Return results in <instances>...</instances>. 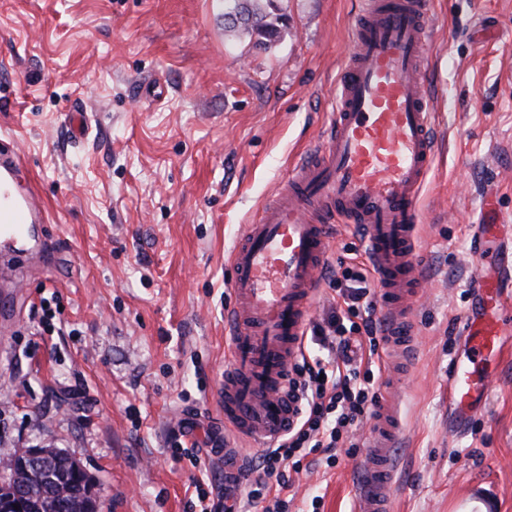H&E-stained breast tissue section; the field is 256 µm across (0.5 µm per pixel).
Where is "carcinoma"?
<instances>
[{"label":"carcinoma","mask_w":512,"mask_h":512,"mask_svg":"<svg viewBox=\"0 0 512 512\" xmlns=\"http://www.w3.org/2000/svg\"><path fill=\"white\" fill-rule=\"evenodd\" d=\"M273 0H225L224 29L227 32H246L254 39V45L268 49L279 37L278 18L271 12ZM77 460L61 450L49 463L47 473L31 477L13 468L11 478L16 483H27L34 493L25 499L23 512H63L62 505L69 493L85 495L86 487L93 480L86 471L76 468Z\"/></svg>","instance_id":"cac0c4a2"}]
</instances>
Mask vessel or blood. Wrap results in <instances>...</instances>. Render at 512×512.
Returning a JSON list of instances; mask_svg holds the SVG:
<instances>
[{
  "label": "vessel or blood",
  "mask_w": 512,
  "mask_h": 512,
  "mask_svg": "<svg viewBox=\"0 0 512 512\" xmlns=\"http://www.w3.org/2000/svg\"><path fill=\"white\" fill-rule=\"evenodd\" d=\"M429 21L426 0H370L354 28V50L328 100L326 140L292 166L255 223L241 225L227 261L232 308L224 314L231 364L218 398L234 439L209 443L224 458L229 483L245 479L240 441L272 443L293 427L300 404L288 394V370L302 338L336 228L355 225L379 284L389 345L402 358L416 345L410 326L422 283L417 255L419 198L437 149L434 100L421 66ZM21 154L0 136V283L23 293L24 271L47 267L54 254L49 214L34 189L18 190ZM501 277L475 274L476 305L448 366V405L455 433H466L489 394L485 363L505 352L501 324L512 282V237L476 243ZM402 428L394 395L382 398L357 469L354 512H390L396 488L393 450Z\"/></svg>",
  "instance_id": "b4317fda"
}]
</instances>
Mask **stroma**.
Segmentation results:
<instances>
[{"mask_svg":"<svg viewBox=\"0 0 512 512\" xmlns=\"http://www.w3.org/2000/svg\"><path fill=\"white\" fill-rule=\"evenodd\" d=\"M427 2L440 148L420 195L417 348L398 363L379 347L405 423L393 512H512V353L472 431H448V362L481 269L472 227L512 225V0ZM364 6L274 0L285 31L264 51L227 35L224 0H0V132L57 245L0 337V453L68 451L102 512H191L194 478L223 486V459L175 458L171 432L224 424L226 256L322 146ZM358 482L343 456L291 474L283 496L288 512H353Z\"/></svg>","mask_w":512,"mask_h":512,"instance_id":"obj_1","label":"stroma"}]
</instances>
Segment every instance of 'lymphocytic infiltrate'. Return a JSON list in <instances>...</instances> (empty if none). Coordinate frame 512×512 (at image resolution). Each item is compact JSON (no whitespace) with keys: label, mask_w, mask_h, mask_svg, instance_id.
I'll use <instances>...</instances> for the list:
<instances>
[{"label":"lymphocytic infiltrate","mask_w":512,"mask_h":512,"mask_svg":"<svg viewBox=\"0 0 512 512\" xmlns=\"http://www.w3.org/2000/svg\"><path fill=\"white\" fill-rule=\"evenodd\" d=\"M331 287L346 309L327 325L314 326L311 340L320 348L313 359H301L288 374L290 391L301 404V417L276 447L264 449L252 463L254 479L246 499L230 505L214 500L204 482L194 488L199 512H282L280 494L288 487V474L300 471L312 454H324L327 464L339 461V443L353 426L374 418L380 401L372 368H359L352 345L377 354L379 337L386 329L376 316L375 286L366 269L348 267L331 278Z\"/></svg>","instance_id":"1"}]
</instances>
